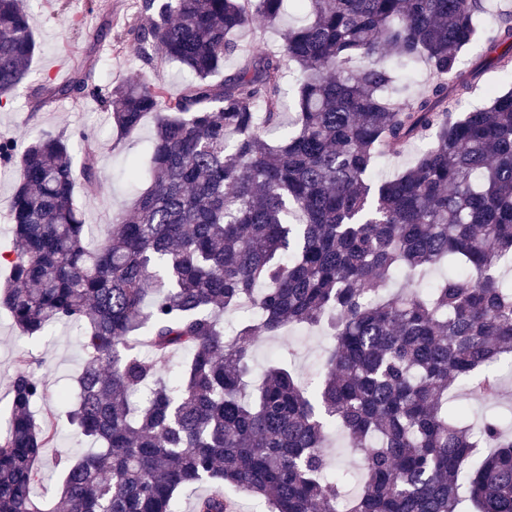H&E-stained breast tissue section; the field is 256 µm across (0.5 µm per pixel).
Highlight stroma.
I'll return each instance as SVG.
<instances>
[{
	"label": "stroma",
	"mask_w": 512,
	"mask_h": 512,
	"mask_svg": "<svg viewBox=\"0 0 512 512\" xmlns=\"http://www.w3.org/2000/svg\"><path fill=\"white\" fill-rule=\"evenodd\" d=\"M102 10L88 11L86 0H28L31 23L40 50L35 55L29 80L14 98L0 105V139L23 150L28 140L42 132L81 131L97 146V170L102 183L99 191L79 193L87 224L91 231L90 246H97L117 213L129 208L135 189L123 175L128 158L140 153L153 134L152 120H144L133 133L118 135L108 114L90 98L78 103L44 102L39 88L46 79L63 81L83 66L90 51H97V82L120 83L134 79L143 64L133 50L131 30L139 24L141 0H101ZM76 329L59 326L47 336L23 335L10 315L0 310V418L10 409L9 383L16 370L17 354H25L33 369L43 375L49 394L42 404L43 413L53 416L55 442L45 449L38 464V492L52 489L61 473L59 456H81L87 449L66 416L65 406L56 400L59 390H74L75 378L84 362ZM331 345L320 330L290 328L280 335L264 338L256 347L252 366L253 378H260L270 359L279 358L300 377L307 390L321 383L322 363ZM494 369L499 378L500 394L484 399L471 394L468 386L459 385L454 395L465 402L472 422L512 412V363L497 361Z\"/></svg>",
	"instance_id": "obj_1"
}]
</instances>
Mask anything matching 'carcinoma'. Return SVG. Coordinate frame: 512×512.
Instances as JSON below:
<instances>
[{"instance_id":"cac0c4a2","label":"carcinoma","mask_w":512,"mask_h":512,"mask_svg":"<svg viewBox=\"0 0 512 512\" xmlns=\"http://www.w3.org/2000/svg\"><path fill=\"white\" fill-rule=\"evenodd\" d=\"M291 2L302 23L274 49L255 40L226 75L239 34L256 14L278 23L283 0H143L133 50L192 73L175 97L145 73L100 84L91 65L41 85L48 102L97 98L122 134L154 118L132 163L149 185L94 250L74 197L79 180L101 188L88 135L44 133L19 155L0 141L16 173L0 308L31 337L84 328L67 416L97 451L65 462L66 512H177L200 484L212 491L193 512H235L228 487L267 512H338L322 453L333 426L363 458L344 512H512V434L448 404L470 379L497 395L495 377L472 376L512 353V282L498 274L512 260V91L457 112L488 72L512 81V12L482 26L483 0ZM37 50L26 0H0V101ZM419 66L429 78L409 94L404 71ZM287 70L294 131L274 142ZM416 142L411 167L373 178ZM445 262L432 287L390 290ZM229 312L243 313L230 336ZM294 326L332 339L320 387L272 366L247 392L259 338ZM9 395L0 512H55L35 492L54 437L35 414L47 385L23 355Z\"/></svg>"}]
</instances>
